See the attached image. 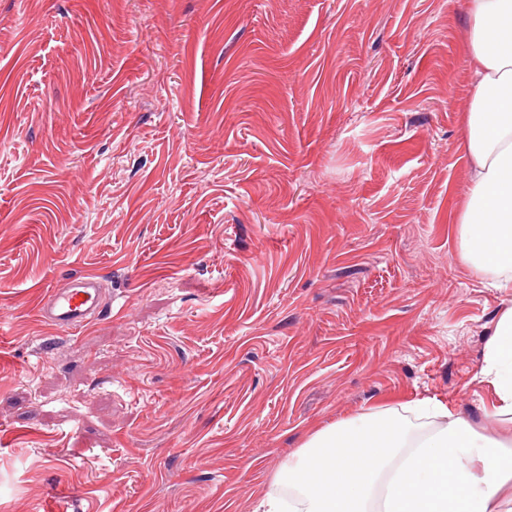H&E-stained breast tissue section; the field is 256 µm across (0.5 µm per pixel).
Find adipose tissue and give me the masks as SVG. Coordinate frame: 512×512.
<instances>
[{
  "label": "adipose tissue",
  "instance_id": "adipose-tissue-1",
  "mask_svg": "<svg viewBox=\"0 0 512 512\" xmlns=\"http://www.w3.org/2000/svg\"><path fill=\"white\" fill-rule=\"evenodd\" d=\"M464 34L471 63L470 107L461 148L469 191L457 211V253L512 290V0H469ZM482 382L496 394L495 416L512 423V303L487 340ZM337 420L289 458L254 512H512V446L478 431L438 401L413 400ZM440 420L417 433L405 412ZM348 477L337 496L336 476Z\"/></svg>",
  "mask_w": 512,
  "mask_h": 512
}]
</instances>
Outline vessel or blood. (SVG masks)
Returning a JSON list of instances; mask_svg holds the SVG:
<instances>
[{
    "mask_svg": "<svg viewBox=\"0 0 512 512\" xmlns=\"http://www.w3.org/2000/svg\"><path fill=\"white\" fill-rule=\"evenodd\" d=\"M107 310L98 275L87 273L49 289L38 315L53 329L68 333L100 319Z\"/></svg>",
    "mask_w": 512,
    "mask_h": 512,
    "instance_id": "obj_1",
    "label": "vessel or blood"
}]
</instances>
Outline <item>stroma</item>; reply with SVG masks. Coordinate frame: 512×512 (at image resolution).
<instances>
[{"label":"stroma","instance_id":"stroma-1","mask_svg":"<svg viewBox=\"0 0 512 512\" xmlns=\"http://www.w3.org/2000/svg\"><path fill=\"white\" fill-rule=\"evenodd\" d=\"M467 0H0V512H253L390 395L482 429ZM100 275L74 334L49 288ZM108 308L99 276L87 273L49 289L38 315L58 332L69 333L100 319Z\"/></svg>","mask_w":512,"mask_h":512}]
</instances>
